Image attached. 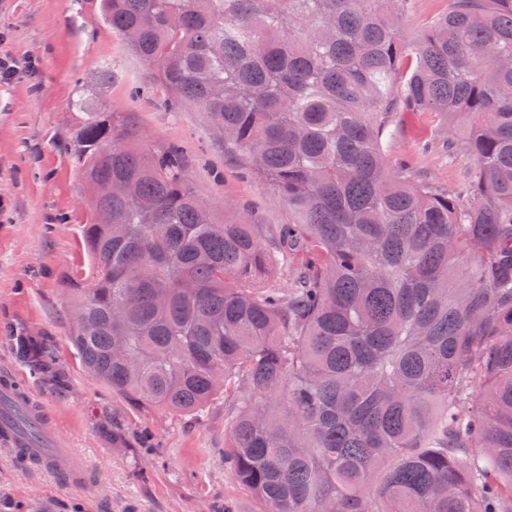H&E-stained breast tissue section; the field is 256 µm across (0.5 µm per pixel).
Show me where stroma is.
I'll use <instances>...</instances> for the list:
<instances>
[{
	"instance_id": "stroma-1",
	"label": "stroma",
	"mask_w": 512,
	"mask_h": 512,
	"mask_svg": "<svg viewBox=\"0 0 512 512\" xmlns=\"http://www.w3.org/2000/svg\"><path fill=\"white\" fill-rule=\"evenodd\" d=\"M100 4L0 0V51L36 67L0 84V370L43 403L47 424L95 476L74 488L0 446V512H256L224 462L223 397L189 416L130 408L86 371L69 341L63 279L88 263L81 230L92 208L69 150L88 118L74 106L78 97L111 113L152 154L180 149L204 202L239 205L240 218L268 227L292 218L202 113L172 104L125 37L102 21ZM443 132L434 113H397L385 136L389 163L416 157L421 177L455 186L473 164L469 155L416 153L419 140ZM19 336L52 350L64 387L18 359Z\"/></svg>"
}]
</instances>
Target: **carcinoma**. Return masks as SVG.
Masks as SVG:
<instances>
[{
    "instance_id": "obj_1",
    "label": "carcinoma",
    "mask_w": 512,
    "mask_h": 512,
    "mask_svg": "<svg viewBox=\"0 0 512 512\" xmlns=\"http://www.w3.org/2000/svg\"><path fill=\"white\" fill-rule=\"evenodd\" d=\"M411 2L103 0L294 221L266 240L218 218L173 153L94 113L71 146L101 197L70 340L134 408L233 399L224 461L257 512H512V0H450L413 39ZM397 112L454 130L461 186L389 168ZM290 259L288 289L264 281Z\"/></svg>"
}]
</instances>
